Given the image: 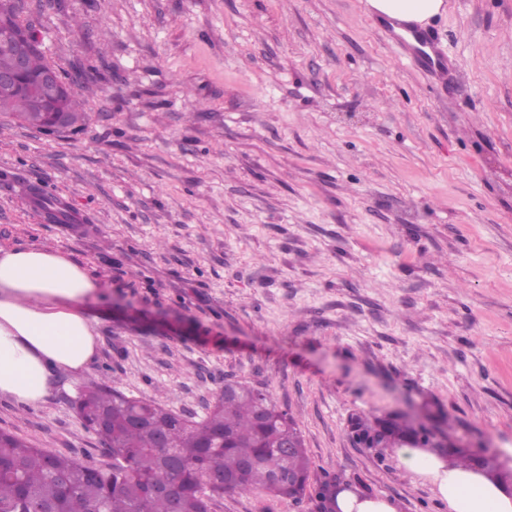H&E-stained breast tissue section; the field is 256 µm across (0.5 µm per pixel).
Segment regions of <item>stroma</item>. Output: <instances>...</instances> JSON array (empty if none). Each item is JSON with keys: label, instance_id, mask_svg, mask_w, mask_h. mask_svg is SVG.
<instances>
[{"label": "stroma", "instance_id": "stroma-1", "mask_svg": "<svg viewBox=\"0 0 512 512\" xmlns=\"http://www.w3.org/2000/svg\"><path fill=\"white\" fill-rule=\"evenodd\" d=\"M447 2L438 89L363 0H30L47 60L93 80L78 130L0 112V245L98 282V344L43 403L1 397L0 429L101 463L85 381L200 417L231 379L297 419L315 475L398 512L448 509L397 449L353 443V415L410 413L512 487V0Z\"/></svg>", "mask_w": 512, "mask_h": 512}]
</instances>
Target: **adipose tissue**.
<instances>
[{
	"instance_id": "1",
	"label": "adipose tissue",
	"mask_w": 512,
	"mask_h": 512,
	"mask_svg": "<svg viewBox=\"0 0 512 512\" xmlns=\"http://www.w3.org/2000/svg\"><path fill=\"white\" fill-rule=\"evenodd\" d=\"M368 12L396 32L425 25L445 0H366ZM98 293L87 273L60 252L0 246V396L42 403L58 373L81 377L97 347L86 302ZM400 461L425 477L448 512H512V490L475 466H459L425 448H401Z\"/></svg>"
}]
</instances>
